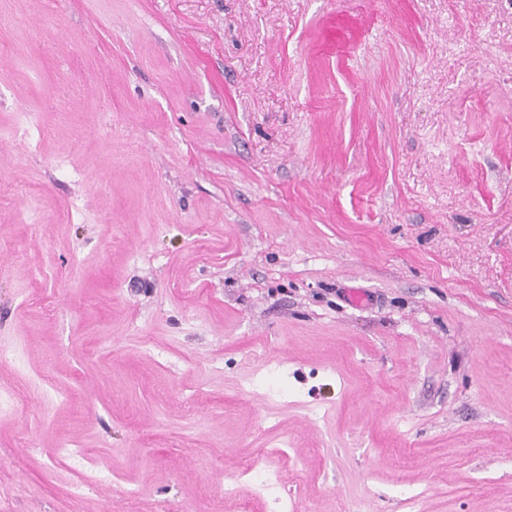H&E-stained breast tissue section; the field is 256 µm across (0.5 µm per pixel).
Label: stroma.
Returning <instances> with one entry per match:
<instances>
[{
  "mask_svg": "<svg viewBox=\"0 0 512 512\" xmlns=\"http://www.w3.org/2000/svg\"><path fill=\"white\" fill-rule=\"evenodd\" d=\"M0 348V512H512V0H0Z\"/></svg>",
  "mask_w": 512,
  "mask_h": 512,
  "instance_id": "stroma-1",
  "label": "stroma"
}]
</instances>
